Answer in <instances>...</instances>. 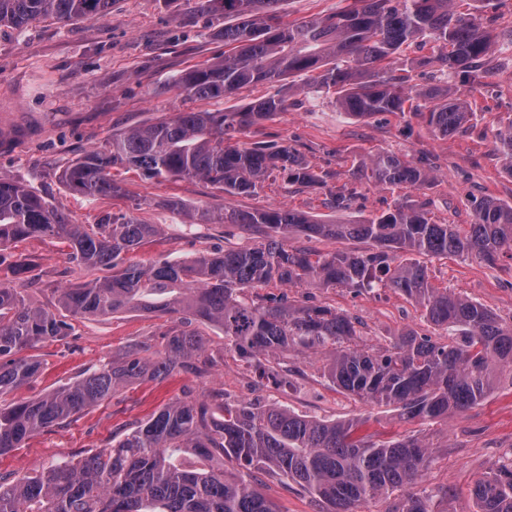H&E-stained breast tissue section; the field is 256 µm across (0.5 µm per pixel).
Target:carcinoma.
I'll return each instance as SVG.
<instances>
[{"label":"carcinoma","instance_id":"cac0c4a2","mask_svg":"<svg viewBox=\"0 0 512 512\" xmlns=\"http://www.w3.org/2000/svg\"><path fill=\"white\" fill-rule=\"evenodd\" d=\"M116 0H0V26L22 28L53 18L91 20ZM280 0H193L191 10L224 17L218 36L224 56L180 71L172 85L188 98L229 100L241 90L284 76L305 77L317 92L334 91L336 108L357 119L405 112L421 100L433 131L465 130L471 105L456 96L452 78L479 81L498 36L456 0H349L343 9L287 23ZM426 39L433 54L401 57L406 44ZM436 66L442 86L410 84V72ZM267 97L223 112L180 111L168 119L112 137L67 165L59 179L89 200L121 197L112 174L136 170L158 182L199 179L228 196L255 192L275 172L291 187L325 184L324 176L283 145L230 146L233 134L286 110ZM497 151L512 175V121L499 131ZM350 178L420 189L430 180L419 163L388 153L361 160ZM356 193H329L328 207L349 212ZM468 229L436 224L421 208L398 204L381 214L325 222L302 211L272 206L214 214L188 211L195 224H229L254 242L190 260L132 262L127 255L162 234L133 213L102 214L73 224L64 210L30 187L0 175V250L29 238L56 239L69 259L89 271H107L58 289L59 307L74 317L127 311L176 314L180 325L162 333L161 350L136 343L78 378L35 399L6 400L38 375V361L21 352L64 339L72 326L0 281V454L35 434L73 421L121 389L175 373L204 375L212 365L207 341L194 322L218 326L227 344L261 379L294 387L288 353H322L323 375L366 402L395 405L408 419L448 422L480 402L498 372H512V324L486 305L430 282L419 257L474 256L488 265L512 259V204L472 201ZM304 236L362 249L319 253L286 245ZM272 282L290 288L361 293L388 288L413 300L425 319L455 336L441 344L415 331L375 349L360 341L352 318L336 308L287 294L256 293ZM368 419L328 421L298 414L282 403H228L224 394L175 399L127 428L111 446L50 463L11 480L0 478V512H277L241 475L264 469L301 486L332 512H351L368 499L403 492L393 512H432L429 499L410 491L427 467L430 446L408 435L377 443L360 434ZM477 512H512V462L474 482Z\"/></svg>","mask_w":512,"mask_h":512}]
</instances>
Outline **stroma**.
Segmentation results:
<instances>
[{"label":"stroma","mask_w":512,"mask_h":512,"mask_svg":"<svg viewBox=\"0 0 512 512\" xmlns=\"http://www.w3.org/2000/svg\"><path fill=\"white\" fill-rule=\"evenodd\" d=\"M223 26V19L190 15L185 0H116L111 12L97 19L67 24L46 19L21 30L0 26V174L32 187L77 224L95 223L106 212H131L161 225L163 236L133 255L144 263L190 259L204 250L247 244L250 238L237 227L189 223L185 213L160 207L163 198L176 196L187 207L214 210L230 205L252 211L285 204L333 221L337 214L325 205L328 193L348 184L353 163L379 152L426 159L435 182L417 190L359 184L353 216L378 214L401 201L425 205L436 223L464 225L473 220L472 199L512 203V175L496 152L497 133L512 120L510 44L497 48L491 71L479 84L458 85L457 93L470 103L473 116L466 132L449 136L432 133L410 114L348 117L337 111L333 96L306 92L299 79L282 78L243 90L239 103L275 96L286 98L288 108L237 134V141L293 147L309 167L327 174L326 186L299 191L272 177L255 193L227 198L200 180L159 183L131 171L125 176L124 197L90 201L69 193L59 180L61 170L84 151L109 147L113 134L178 111L224 109L222 101L187 100L170 87L180 70L223 55L224 42L218 36ZM23 262L33 264L41 278L39 286L27 289V296L49 309L56 304L58 289L91 277L68 260L57 240L31 238L0 251V280H13V267ZM424 263L435 287L467 296L512 322V260L501 259L494 267L471 256L428 257ZM306 294L355 319L371 346L389 345L404 330L443 343L449 340L413 301L389 289L361 294L341 288L291 292L298 299ZM71 324L68 338L30 349L41 369L21 389V397H39L129 344L159 345L161 333L174 320L125 312L76 317ZM200 330L214 359L208 376L182 373L129 386L70 424L36 434L22 447L0 454V475L107 447L122 426L174 398L210 389L223 391L230 403L279 400L298 413L325 420L366 417L368 432L381 440L403 434L423 438L432 446L431 462L412 490L433 494L434 512H475V479L496 471L512 455V375L501 374L483 400L448 422H403L394 406L362 401L332 385L323 375L319 355L290 358L289 368L298 372L297 388L278 395L275 386L256 382L243 360L225 347L220 329L204 324ZM249 479L277 512H326L291 481L257 470Z\"/></svg>","instance_id":"1"}]
</instances>
